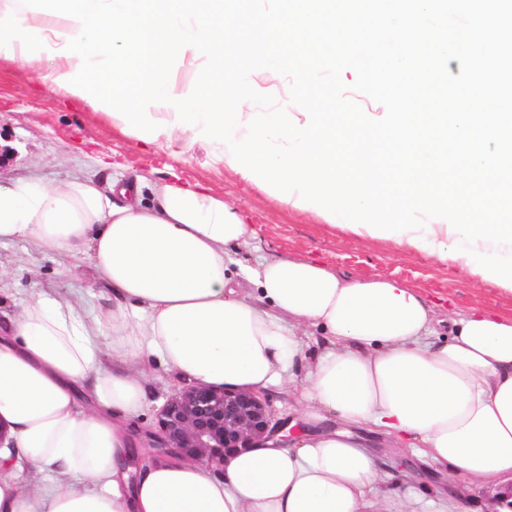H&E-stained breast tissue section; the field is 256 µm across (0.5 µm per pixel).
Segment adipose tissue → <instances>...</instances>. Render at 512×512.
<instances>
[{"instance_id":"ef3b65f1","label":"adipose tissue","mask_w":512,"mask_h":512,"mask_svg":"<svg viewBox=\"0 0 512 512\" xmlns=\"http://www.w3.org/2000/svg\"><path fill=\"white\" fill-rule=\"evenodd\" d=\"M11 9L55 49L80 29L22 0ZM253 235L198 184L159 183L146 201L131 183L0 182V244L88 257L110 291L90 312L39 293L0 318V512H413L416 496H374L384 461L369 434L474 483L512 477V316L442 319L396 279L234 260ZM306 325L326 349L304 350ZM153 362L213 388L292 385L304 429L220 470L172 454L133 465ZM17 460L55 481L20 485Z\"/></svg>"}]
</instances>
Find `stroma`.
Listing matches in <instances>:
<instances>
[{
    "label": "stroma",
    "mask_w": 512,
    "mask_h": 512,
    "mask_svg": "<svg viewBox=\"0 0 512 512\" xmlns=\"http://www.w3.org/2000/svg\"><path fill=\"white\" fill-rule=\"evenodd\" d=\"M0 178L35 176L47 184L92 176L101 182L180 179L200 183L236 205L254 237L236 250L235 259L255 264L257 257L312 258L345 277L395 278L419 292L443 313L512 315V293L492 284H476L458 266L404 252L381 241L361 242L320 218L270 199L231 170L210 162L205 150L179 140L146 145L103 121L86 103L73 102L45 87L36 68L0 61ZM80 296L86 307L101 302L107 288L93 266L23 242L0 245V300L20 304L32 291ZM374 449L390 465L385 484L416 490L418 475L436 469L412 452L397 453L386 444ZM495 488L461 479L448 482L447 496L421 498L417 512H493Z\"/></svg>",
    "instance_id": "obj_1"
}]
</instances>
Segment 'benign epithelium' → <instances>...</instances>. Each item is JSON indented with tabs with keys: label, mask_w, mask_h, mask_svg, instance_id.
Returning a JSON list of instances; mask_svg holds the SVG:
<instances>
[{
	"label": "benign epithelium",
	"mask_w": 512,
	"mask_h": 512,
	"mask_svg": "<svg viewBox=\"0 0 512 512\" xmlns=\"http://www.w3.org/2000/svg\"><path fill=\"white\" fill-rule=\"evenodd\" d=\"M272 422L269 404L259 395L183 386L156 415L152 449L156 454L175 450L187 459L221 467L227 452L250 447Z\"/></svg>",
	"instance_id": "7a95c632"
}]
</instances>
